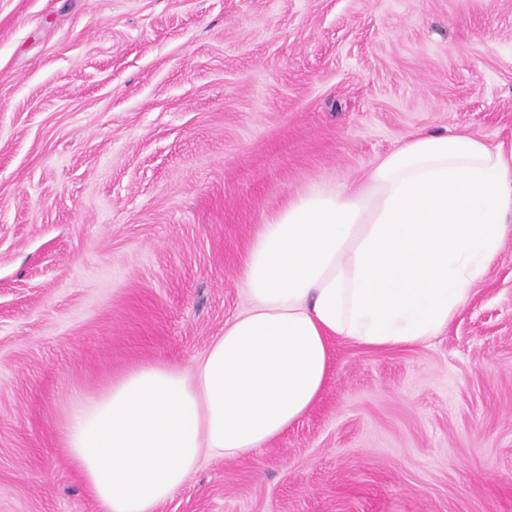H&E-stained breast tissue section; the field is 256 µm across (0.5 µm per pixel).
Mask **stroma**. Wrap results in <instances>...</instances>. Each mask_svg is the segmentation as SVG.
Returning <instances> with one entry per match:
<instances>
[{"label": "stroma", "mask_w": 512, "mask_h": 512, "mask_svg": "<svg viewBox=\"0 0 512 512\" xmlns=\"http://www.w3.org/2000/svg\"><path fill=\"white\" fill-rule=\"evenodd\" d=\"M512 148V0H0V512H98L73 400L192 367L292 195L421 131ZM159 512H512V234L447 330Z\"/></svg>", "instance_id": "1"}]
</instances>
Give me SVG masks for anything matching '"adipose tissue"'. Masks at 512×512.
<instances>
[{
    "instance_id": "1",
    "label": "adipose tissue",
    "mask_w": 512,
    "mask_h": 512,
    "mask_svg": "<svg viewBox=\"0 0 512 512\" xmlns=\"http://www.w3.org/2000/svg\"><path fill=\"white\" fill-rule=\"evenodd\" d=\"M512 229V153L416 134L359 183L292 196L255 234L249 306L191 368L146 362L71 404L63 437L99 512H158L202 451L236 459L321 397L338 338L368 350L443 334Z\"/></svg>"
}]
</instances>
